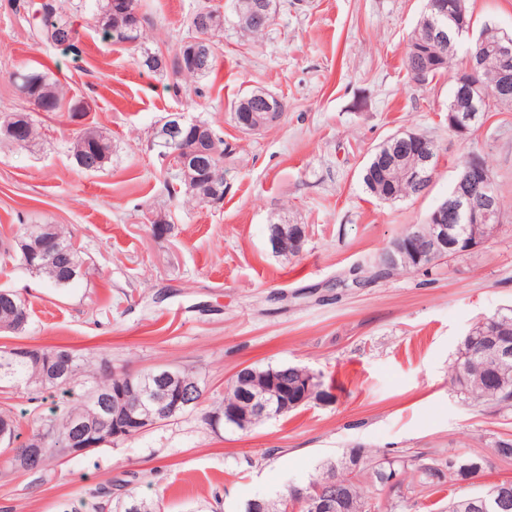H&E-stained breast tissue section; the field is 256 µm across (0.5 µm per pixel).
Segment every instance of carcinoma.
<instances>
[{"label": "carcinoma", "instance_id": "1", "mask_svg": "<svg viewBox=\"0 0 512 512\" xmlns=\"http://www.w3.org/2000/svg\"><path fill=\"white\" fill-rule=\"evenodd\" d=\"M265 0H232L233 11L241 30L249 36L262 34L273 22V17L263 11ZM96 26L101 30L103 39L118 45L136 46L141 38L143 22L146 17L139 14L138 0H91L88 5ZM59 6L56 0L40 2L34 14L39 16L37 32L41 40L53 46L75 47L76 32L58 16ZM458 21L446 16L425 13L410 37L405 55V64L412 78L416 72L428 70L426 80L421 85L430 84L437 76L448 71L454 57L459 39L467 30L457 29ZM224 29V24H208L202 12L193 14L189 37L206 42L210 56L206 63L192 68L184 54L187 39H182L177 47L167 52L170 63L161 66L155 52L144 50L136 58L137 65L150 73H159L172 78L169 90L178 96L188 90L185 82L208 76L214 70L216 48L213 35ZM504 31L488 25L482 33V53L479 61V79L492 93H502L501 63L496 52V42ZM466 69L457 71L455 84L448 102V110L467 112L473 103L459 93L458 87ZM16 90L29 102H36L44 112L68 111L75 116L87 112L88 105L79 98H66L60 85L51 80L47 73L35 68H21L14 75ZM266 94L264 90H252L246 93L233 106V112L258 111L255 100ZM16 113L8 114L0 121V141L19 147L21 143H30L39 134V124L31 120L27 129L20 135L10 132ZM214 140L211 167L191 168V173L167 171L171 194H183L191 202L205 203L200 195L187 191L186 185L191 176H196L205 184L213 175L224 172V159L228 157L224 134L212 123H207ZM412 147L405 143L392 144L378 154L371 155L367 163L363 183L366 190L382 201H398L411 195H417L424 186L411 180L406 173L410 164L409 151ZM76 165L86 171L104 168L112 159V140L96 127H87L77 133L69 143ZM38 231V237L45 239V255L33 263L24 252L25 235L28 230ZM18 242L10 239L0 242V253L17 263L27 271L38 275L52 288H67L82 275L84 258L81 246L75 244L65 228L57 224H22L19 228ZM420 265L413 254L404 252L384 271L394 273L401 270L418 269ZM31 320L29 305L17 293L9 289H0V330L13 334L27 331ZM512 344V308L490 315L485 326L473 327V334L464 338L456 358L450 366L451 384L465 400L476 406H487L497 411L512 410V357L506 361L497 357L496 347L501 343ZM17 346H0V388H29L41 390L55 388L64 394L75 396L70 407L57 413L38 415L34 418V427L23 447L43 449V461L34 466L19 469L21 473H36L57 466L60 458L67 456L68 448L76 436L74 426L79 422L91 425L103 418L112 416V404L101 405L104 397L112 396L116 388L132 387L148 399L158 392L164 376L172 374L177 384L193 394L194 409L199 405L202 395L201 380L193 372L170 365L152 369H142L136 373L110 372V376H96L88 380V374L100 371L102 366L112 367L107 360L97 361L91 355L79 353L66 346H49L30 349V353L39 354L43 361L38 362L20 356ZM310 381L309 397L313 400L335 401L333 385L323 381L302 366H293L288 372V384L296 381ZM235 405L246 416V429L251 430L266 421V417L253 413L245 400L239 399L236 389L213 404L206 414V420L213 416H224V408ZM8 426L9 432L0 436V445L13 447L21 438L19 421L9 410L0 411V427ZM351 454L364 458L361 472L344 479L345 492L353 505L354 512H408L415 506L412 494L415 487L442 490L445 484L465 479L464 463L468 456L462 455L442 464L427 462L420 455L388 456L373 454L363 448H351L341 453L335 461L323 464L311 477L312 487H326L333 483L337 471L343 468V461ZM398 477L406 493L386 491L392 477ZM138 504L137 512H156L153 504L138 497L130 489L124 496L107 498L106 504L99 509L108 512H130L129 505Z\"/></svg>", "mask_w": 512, "mask_h": 512}]
</instances>
